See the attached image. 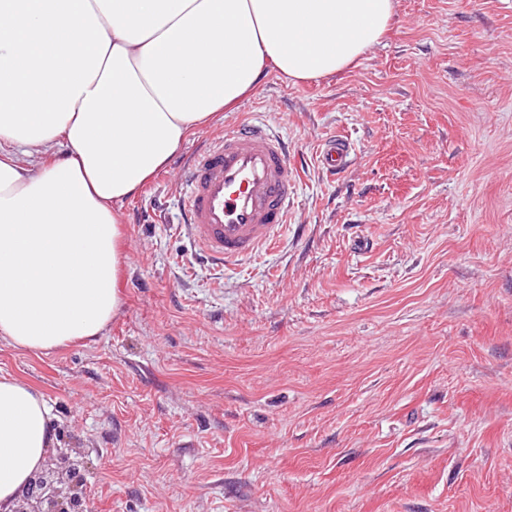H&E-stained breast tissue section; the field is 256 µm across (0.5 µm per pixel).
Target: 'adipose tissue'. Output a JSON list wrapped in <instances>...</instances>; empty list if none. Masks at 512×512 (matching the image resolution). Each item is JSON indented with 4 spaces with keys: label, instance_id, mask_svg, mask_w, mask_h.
I'll list each match as a JSON object with an SVG mask.
<instances>
[{
    "label": "adipose tissue",
    "instance_id": "ef3b65f1",
    "mask_svg": "<svg viewBox=\"0 0 512 512\" xmlns=\"http://www.w3.org/2000/svg\"><path fill=\"white\" fill-rule=\"evenodd\" d=\"M395 0H0V338L34 352L119 312V204L268 66L360 62ZM54 444L45 396L0 372V512Z\"/></svg>",
    "mask_w": 512,
    "mask_h": 512
}]
</instances>
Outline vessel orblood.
<instances>
[{"label": "vessel or blood", "mask_w": 512, "mask_h": 512, "mask_svg": "<svg viewBox=\"0 0 512 512\" xmlns=\"http://www.w3.org/2000/svg\"><path fill=\"white\" fill-rule=\"evenodd\" d=\"M348 139L325 140L316 155L328 175L344 170ZM300 167L288 142L253 118L225 127L188 160L178 195L183 227L198 257L230 268L275 247L288 228Z\"/></svg>", "instance_id": "1"}]
</instances>
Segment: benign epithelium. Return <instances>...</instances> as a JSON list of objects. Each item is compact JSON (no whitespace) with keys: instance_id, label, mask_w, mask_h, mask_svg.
Here are the masks:
<instances>
[{"instance_id":"1","label":"benign epithelium","mask_w":512,"mask_h":512,"mask_svg":"<svg viewBox=\"0 0 512 512\" xmlns=\"http://www.w3.org/2000/svg\"><path fill=\"white\" fill-rule=\"evenodd\" d=\"M85 503L81 463L58 448L18 492L12 512H84Z\"/></svg>"}]
</instances>
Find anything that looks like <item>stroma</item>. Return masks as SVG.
Listing matches in <instances>:
<instances>
[{
    "label": "stroma",
    "mask_w": 512,
    "mask_h": 512,
    "mask_svg": "<svg viewBox=\"0 0 512 512\" xmlns=\"http://www.w3.org/2000/svg\"><path fill=\"white\" fill-rule=\"evenodd\" d=\"M252 114L305 159L288 233L199 266L181 166ZM335 135L355 153L329 179ZM120 213L101 336L0 339L91 512H512V0H396L347 71L268 67ZM350 150V142L344 137L325 140L317 151L318 166L324 173L334 176L347 166Z\"/></svg>",
    "instance_id": "1"
}]
</instances>
